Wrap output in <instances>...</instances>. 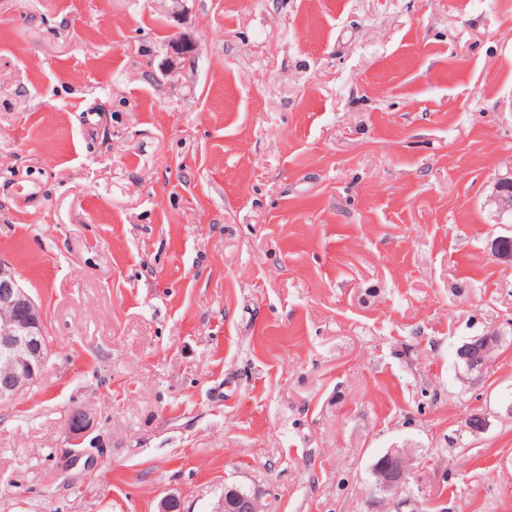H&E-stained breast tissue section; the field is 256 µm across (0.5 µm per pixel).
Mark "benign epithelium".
I'll return each mask as SVG.
<instances>
[{
	"label": "benign epithelium",
	"mask_w": 512,
	"mask_h": 512,
	"mask_svg": "<svg viewBox=\"0 0 512 512\" xmlns=\"http://www.w3.org/2000/svg\"><path fill=\"white\" fill-rule=\"evenodd\" d=\"M512 180L500 179L492 201L502 212H512V193L506 185ZM45 321L41 306L29 289L22 286L14 268L0 261V360L7 368L0 372V402L7 403L43 371L46 354L43 346ZM495 337L478 336L458 350V359L470 373L484 374ZM376 489L392 492L408 481L409 471L402 453L393 449L375 464ZM211 512H268L261 497L243 493L236 487L224 489Z\"/></svg>",
	"instance_id": "benign-epithelium-1"
}]
</instances>
